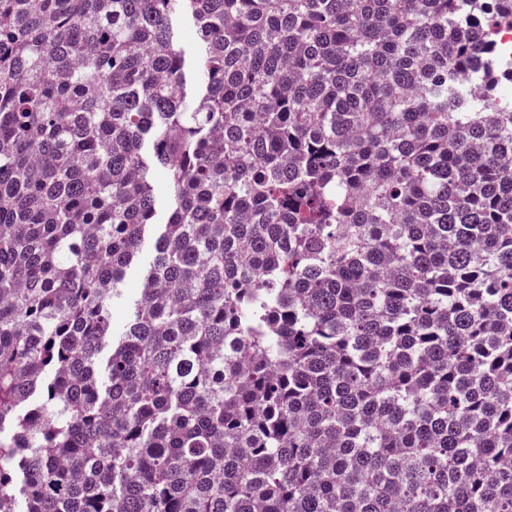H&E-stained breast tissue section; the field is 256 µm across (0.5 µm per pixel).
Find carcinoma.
<instances>
[{
  "instance_id": "cac0c4a2",
  "label": "carcinoma",
  "mask_w": 512,
  "mask_h": 512,
  "mask_svg": "<svg viewBox=\"0 0 512 512\" xmlns=\"http://www.w3.org/2000/svg\"><path fill=\"white\" fill-rule=\"evenodd\" d=\"M504 27L0 0V512H512ZM175 26L179 31L180 44L185 51L188 89L190 92H197L201 87L196 83L193 77L194 71H196L199 66L195 27L191 19L184 16L175 21Z\"/></svg>"
}]
</instances>
